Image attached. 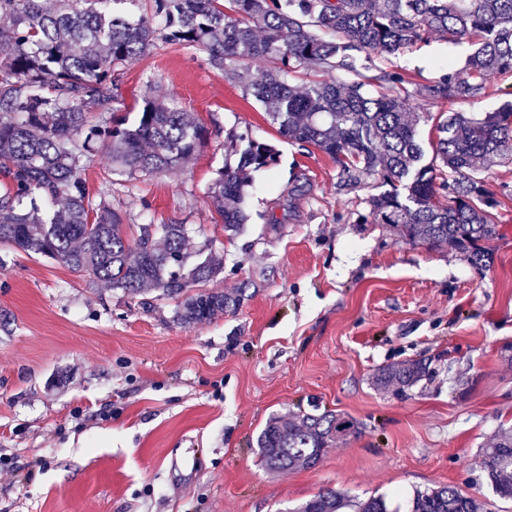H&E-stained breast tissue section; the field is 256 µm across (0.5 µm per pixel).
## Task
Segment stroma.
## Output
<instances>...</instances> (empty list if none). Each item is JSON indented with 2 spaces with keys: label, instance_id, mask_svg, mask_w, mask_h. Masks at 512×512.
<instances>
[{
  "label": "stroma",
  "instance_id": "35a3bbf8",
  "mask_svg": "<svg viewBox=\"0 0 512 512\" xmlns=\"http://www.w3.org/2000/svg\"><path fill=\"white\" fill-rule=\"evenodd\" d=\"M469 38L432 35L391 59L417 84L461 67ZM117 114L134 123L146 94H173L208 131L204 146L159 173H112L96 145L88 191L131 229L184 224L212 241L219 282L239 306L185 327L175 303L125 294L39 256L0 249V512H294L321 490L385 497L453 485L512 512L487 485L480 452L512 429V164L483 172L500 238L477 272L448 248L359 223L372 188L343 195L336 164L283 138L261 103L199 48L157 42L124 67ZM512 100V72L475 104ZM252 132L278 162L250 175L243 232H224L208 195ZM421 361L398 394L379 368ZM332 410L362 433L313 468L270 473L256 439L275 414Z\"/></svg>",
  "mask_w": 512,
  "mask_h": 512
}]
</instances>
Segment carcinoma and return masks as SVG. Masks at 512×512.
I'll list each match as a JSON object with an SVG mask.
<instances>
[{
  "instance_id": "1",
  "label": "carcinoma",
  "mask_w": 512,
  "mask_h": 512,
  "mask_svg": "<svg viewBox=\"0 0 512 512\" xmlns=\"http://www.w3.org/2000/svg\"><path fill=\"white\" fill-rule=\"evenodd\" d=\"M123 0H0L13 29L0 41V246L51 259L80 276L126 293L177 302L184 326L240 304V295L207 284L224 262L203 245L188 250L185 224H142L129 238L121 213L94 202L82 177L93 145L108 148L118 174L161 172L192 155L207 130L186 113L146 98L137 122L117 119L115 73L158 40L196 46L224 76L242 83L279 133L314 145L338 168L336 189L350 194L374 183L359 223L388 224L402 238L464 255L483 272L499 239L494 203L480 173L512 160V101L495 112L437 118L433 157L422 164L418 125L431 104L475 103L490 76L512 71V0H151V13H117ZM340 35L326 39L320 32ZM442 33L476 38L458 69L412 91L397 69L376 65ZM274 66L249 80L245 63ZM344 70L349 81H314L299 89L297 69ZM96 114V122L88 114ZM236 163H225L211 199L226 232L246 224V174L274 165V148L235 137ZM428 373L420 361L379 370L380 389L404 392ZM359 434L334 411L275 415L256 439L270 472L312 468L327 449ZM487 482L512 500V430L482 452ZM390 512L386 499L352 500L326 489L295 512ZM409 512H486L475 495L445 485L416 494Z\"/></svg>"
}]
</instances>
